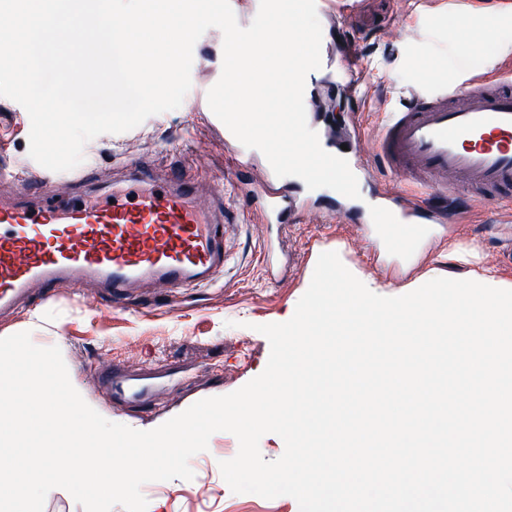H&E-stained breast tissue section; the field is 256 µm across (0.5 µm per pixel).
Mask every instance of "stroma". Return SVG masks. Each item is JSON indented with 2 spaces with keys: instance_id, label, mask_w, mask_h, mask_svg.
<instances>
[{
  "instance_id": "obj_1",
  "label": "stroma",
  "mask_w": 512,
  "mask_h": 512,
  "mask_svg": "<svg viewBox=\"0 0 512 512\" xmlns=\"http://www.w3.org/2000/svg\"><path fill=\"white\" fill-rule=\"evenodd\" d=\"M316 9L322 48L337 60L354 59L364 83L355 97L338 64L329 73H316L304 98L307 122L349 160L358 138L377 139L387 113L408 98L435 94L440 83L453 85L474 74L493 79L512 66V0H316ZM488 20L494 23L489 47L460 38V28ZM222 44L216 28L195 43L191 88L179 108L89 141L82 166L90 177L72 193L106 194L143 163L160 177L170 165L182 167L206 201L215 181H223L235 224L223 275L214 285L175 297L165 287L139 288L120 308L104 293L62 288L50 300L22 303L0 316V338L27 331L36 346L59 347L83 399L107 420L136 430L154 429L197 401L230 394L261 374L270 344L256 327L293 316L321 253L337 252L361 272L389 282L431 267L449 269L445 237L429 235L410 262L394 234L369 238V228L379 221L381 193L401 202L445 205L459 238L478 242L486 259L512 280V219L465 191L445 198L423 192L391 175L375 156L357 177L356 199L328 188L307 189L292 176L268 179L265 156L241 144L208 105L207 92L222 71ZM30 128L26 110L0 96V167L15 176L0 184V198L17 199L20 184L38 168L28 153ZM268 184L295 198L302 220L264 222L257 197ZM102 361L133 378L154 375L145 401H111L94 373ZM238 449L234 434H212L207 450L190 460L192 479L142 486L147 512H299L291 497L231 491L219 464Z\"/></svg>"
}]
</instances>
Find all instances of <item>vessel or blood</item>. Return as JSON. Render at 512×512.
Wrapping results in <instances>:
<instances>
[{
  "label": "vessel or blood",
  "mask_w": 512,
  "mask_h": 512,
  "mask_svg": "<svg viewBox=\"0 0 512 512\" xmlns=\"http://www.w3.org/2000/svg\"><path fill=\"white\" fill-rule=\"evenodd\" d=\"M372 149L391 172L425 189L462 187L475 199L511 204L512 74L493 81L473 76L441 94L411 99L391 114ZM84 178L81 169L42 168L27 193L43 197L55 188L54 204L0 203V312L36 286L47 299L63 285L99 288L119 304L134 288L206 286L223 272V202L204 203L186 177L161 181L141 166L111 203L81 205L67 189ZM262 209L267 223L277 224L288 203L270 193ZM396 218L406 239L434 220L419 210L399 211ZM96 377L123 398L143 394L112 364H100Z\"/></svg>",
  "instance_id": "obj_1"
}]
</instances>
